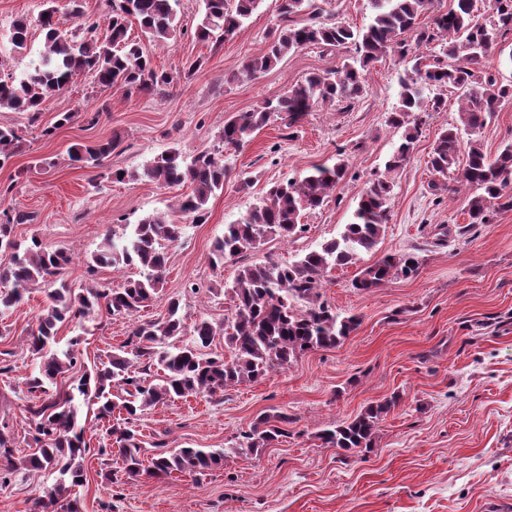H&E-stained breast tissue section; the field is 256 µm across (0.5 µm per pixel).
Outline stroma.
Here are the masks:
<instances>
[{
	"label": "stroma",
	"mask_w": 512,
	"mask_h": 512,
	"mask_svg": "<svg viewBox=\"0 0 512 512\" xmlns=\"http://www.w3.org/2000/svg\"><path fill=\"white\" fill-rule=\"evenodd\" d=\"M44 0H0V46L12 23L33 26L24 53H6L0 68L21 74L37 59L44 36L35 21ZM326 22L354 28L368 24L369 0H313ZM281 0L258 9L216 50L192 37L151 48L154 66L173 75L172 84L126 97L92 78H78L47 98L36 122L27 113L0 112V125L20 135L13 156L0 167V187L11 191L0 206L32 215L12 227L15 240L38 239L50 250L74 251L61 273L73 287L98 283L119 288L138 278L135 266L90 269L89 258L107 231L159 211L183 224L168 245L165 282L135 318L100 311L59 326V343L81 336L80 363L55 387L66 390L84 370L106 360L127 340L134 321L165 317L167 300H181L184 323L205 318L222 326L235 310L231 296L210 286L232 284L241 262L292 261L337 237L369 180L383 174L401 132L388 118L398 104L405 63L391 52L364 73L358 101L316 106L294 126L274 119L237 148L225 147L226 119L276 99L312 72L341 68L348 49L309 46L288 54L253 81L237 77L249 57L263 51L278 29ZM448 109L422 115L421 134L409 162L394 175L390 220L375 253L333 269L323 292L337 313L358 315V329L338 347L299 356L287 369L213 396L172 399L150 408L135 426L146 442L167 450H225L222 467L194 477L183 473L129 477L115 463L112 441L92 405H80L78 421L89 443L78 487L80 512H481L490 499L512 501V210H492L486 224H470L466 192H437L428 155L443 123L458 117L459 99L448 90ZM100 112L97 124L83 115ZM61 112L70 124L55 128ZM53 135H45L46 127ZM119 135L106 165L142 170L170 147L186 154L219 151L229 176L206 206L204 223L175 212L184 187L162 188L146 179L116 182L69 159L71 147ZM478 139L489 156L512 144V100L483 127ZM349 163V175L323 207L301 217L306 230L291 242L267 239L244 261H211L214 241L275 182L305 174L316 165ZM416 254L417 275L397 277L373 292L352 286L376 255ZM46 303L36 289L0 311V427L13 436L15 456L28 454L32 437L26 377L37 361L24 340ZM397 398L379 423L371 451L338 454L321 447L318 431L359 413L372 402ZM288 414L285 435L269 448L239 450L240 432L264 414ZM53 471L17 469L0 488V512H33L35 501L55 483Z\"/></svg>",
	"instance_id": "35a3bbf8"
}]
</instances>
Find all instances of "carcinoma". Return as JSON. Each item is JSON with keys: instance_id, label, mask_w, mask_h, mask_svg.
<instances>
[{"instance_id": "obj_1", "label": "carcinoma", "mask_w": 512, "mask_h": 512, "mask_svg": "<svg viewBox=\"0 0 512 512\" xmlns=\"http://www.w3.org/2000/svg\"><path fill=\"white\" fill-rule=\"evenodd\" d=\"M262 0H203V17L195 25L192 37L217 49L233 35L259 7ZM432 0H371L373 15L361 29L341 23L311 21L303 25L291 22V16L312 7L311 0H282V20L290 22L264 51L246 61L240 75L255 80L290 53L310 45L350 47L352 56L342 67L330 73H313L259 109L240 112L224 122L221 134L224 146L239 147L265 127L272 118L288 120L292 127L321 102L352 103L365 93L363 71L368 64L392 51L409 56L404 36L415 32L417 42L439 46V53L454 61L448 66L435 58L426 62L413 57L400 79V105L390 113L389 123L402 130L401 142L385 164L391 173L410 159L418 140L420 112H445L442 97L424 99L428 87H452L464 106L459 121L442 126L430 156L432 172L441 178L459 171L455 182L470 191L467 198L469 223L486 224L491 209L512 210V146L490 158L477 139V130L512 99V84L499 82L482 70L483 60L499 37L512 30V0H452L448 12L435 15L424 28L419 20ZM180 0H109L108 34L94 35L98 22L80 12L74 31L63 33L55 19L56 9L45 8L37 19L44 33L39 62L21 76L0 75V111L27 112L34 121L43 101L62 91L79 76H90L106 89H120L128 97L150 92L173 81V76L154 67L144 42L165 46L188 30L178 19ZM492 11V20L481 23L477 12ZM137 22L142 37L130 34ZM30 23L13 22L9 43L23 52L28 45ZM20 140L17 129L0 126V167L12 157L11 147ZM120 141L116 137L79 145L70 150V160L83 167L101 168ZM348 175L345 160L333 166H316L313 171L271 187L266 196L251 206L233 224L224 225V236L215 240L212 260L241 258L259 247L268 237L283 240L305 231L300 217L307 210L321 207L329 193ZM118 182L142 176L157 185L173 188L188 184L191 193L178 199L177 208L198 224L204 220L210 197L224 187L228 169L223 155L200 152L187 157L172 147L153 159L142 174L107 172ZM394 183L383 176L374 180L361 195L354 221L344 225L340 236L327 241L293 262L268 260L243 266L231 287L235 313L224 324V343L230 357H212L205 352L218 335L208 320L194 323L191 343L171 349L164 341L184 333L180 301L168 299L167 316L158 321L136 322L124 348L112 353L108 362L85 371L66 391H50V385L79 361L81 340H69L67 350L51 349L57 327L81 320L100 309L110 315L132 317L152 300L165 280L167 253L163 244L180 239L182 226L162 212L153 213L133 225L120 240L108 234L92 257L98 266L134 265L143 276L128 280L123 287L74 288L62 283L54 287L60 270L73 261L66 250L49 251L34 240L23 248L11 237V225L31 221L21 212L0 211V251L11 253L10 263L0 265V307L20 303L36 288L49 287L48 303L29 332L27 345L39 359L26 379L27 391L42 397L41 404L30 408L35 452L22 465L36 471L54 470L58 477L45 498L36 502L35 512H78L72 489L86 481L82 460L88 451L84 428L78 424L79 401L98 405V418H111L115 409L125 413L112 424L111 435L118 444L117 454L126 474L155 476L201 473L224 459L221 452L200 448L168 451L162 443L145 445L133 423L145 410L175 397L214 395L243 382H257L268 374L283 370L293 360L313 349L334 348L351 336L360 324L358 317H341L323 296L324 277L337 267L352 265L362 252L376 247L389 221ZM417 255H384L363 268L353 287L370 293L394 277L417 273ZM156 367L161 375L148 383L141 373ZM391 403L370 405L353 418L343 420L318 434L324 448L343 452L373 446L381 415ZM288 415L257 418L245 434L247 447L263 448L284 435L279 424Z\"/></svg>"}]
</instances>
